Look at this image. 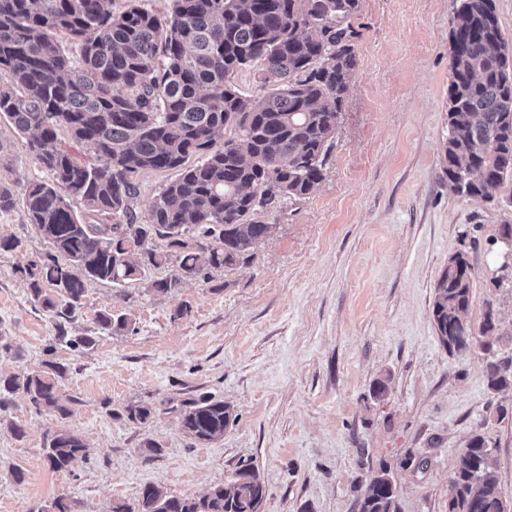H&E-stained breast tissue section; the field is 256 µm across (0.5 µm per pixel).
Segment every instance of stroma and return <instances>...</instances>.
Here are the masks:
<instances>
[{"label": "stroma", "mask_w": 512, "mask_h": 512, "mask_svg": "<svg viewBox=\"0 0 512 512\" xmlns=\"http://www.w3.org/2000/svg\"><path fill=\"white\" fill-rule=\"evenodd\" d=\"M454 3L359 0L355 79L322 182L268 214L275 230L250 263L183 281L172 295L90 281L70 319L34 301L20 269L53 248L26 219L25 189L49 175L0 117V182L15 201L0 212V237L22 242L0 251V376L64 365L68 410L39 414L23 392L9 395L0 512H43L60 495L81 512H111L148 484L200 496L243 464L265 483V512H358L383 462L399 512H448L476 432L512 512V391L488 388L480 345L449 352L432 314L442 272L464 255L473 280L465 318L477 329L494 310L497 354L512 359V282L494 286L503 259L489 245L512 223V189L493 201L463 196L446 173ZM105 310L128 315L131 329H103ZM76 336L94 343L69 346ZM200 394L233 409L222 439L191 440L171 411ZM139 404L155 410L147 422L128 417ZM61 429L82 437L89 456L55 471L43 448Z\"/></svg>", "instance_id": "35a3bbf8"}]
</instances>
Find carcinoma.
I'll return each instance as SVG.
<instances>
[{"label":"carcinoma","instance_id":"cac0c4a2","mask_svg":"<svg viewBox=\"0 0 512 512\" xmlns=\"http://www.w3.org/2000/svg\"><path fill=\"white\" fill-rule=\"evenodd\" d=\"M128 2L115 13L112 0H0V69L15 82L0 87V115L27 135L25 150L49 174L28 183L25 206L55 253L24 272L33 299L66 317L80 308L88 281L121 285L173 264L175 274L148 284L165 295L211 269L250 261L273 229L265 205L297 202L322 181L355 73L359 0H162L151 10ZM60 31L78 53L55 39ZM450 45L458 63L448 82V181L460 194L490 199L512 180V44L496 0H456ZM247 68L257 69L267 89L260 102L233 83ZM60 130L69 135L66 147L55 145ZM169 170L177 177L136 212L139 176ZM75 203L112 223L87 222ZM157 239L166 247L157 248ZM471 288V265L459 254L433 298L438 337L450 352L471 349L464 318ZM98 323L110 331L131 326L128 316L109 311ZM65 371L54 364L49 372L0 377V392L21 391L37 413L64 416L57 378ZM487 385L512 388V364L489 363ZM172 411L197 442L222 438L234 421L230 405L205 395ZM44 455L52 469H67L87 457L86 444L61 430ZM491 456L474 433L448 512H503ZM265 497L259 471L244 464L200 497L146 485L136 504L116 502L112 512H251ZM358 512H398L387 464Z\"/></svg>","mask_w":512,"mask_h":512}]
</instances>
